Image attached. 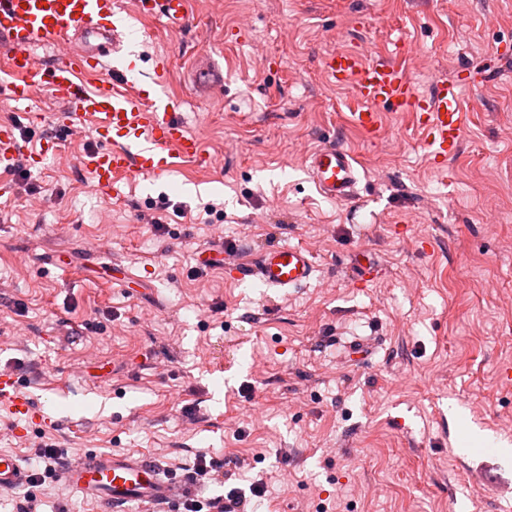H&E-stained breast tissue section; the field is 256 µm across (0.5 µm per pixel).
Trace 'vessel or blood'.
<instances>
[{"mask_svg": "<svg viewBox=\"0 0 512 512\" xmlns=\"http://www.w3.org/2000/svg\"><path fill=\"white\" fill-rule=\"evenodd\" d=\"M144 15L165 18L179 32L189 16V0H141ZM118 0H0V42L13 80L11 99L31 109L34 89L47 84L72 123L91 122L100 147L80 159L95 191L113 189L118 178L140 175L161 181L178 161L204 163L206 157L183 122L177 119L178 101L166 92L168 64L158 58L148 79L125 48V26ZM56 46L48 73H41L34 53L40 46ZM324 67L337 85L350 87L358 105L348 124L366 137H376L384 111L414 113L423 135L421 143L432 159H448L461 145L471 107L465 90L477 86L475 75L460 72L437 81L430 94L420 93L401 65L365 59L357 51L329 54ZM14 126L0 127V164L22 155ZM308 174L319 193L338 202L352 200L358 183L353 155L344 147L323 145L308 157ZM315 263L307 248L277 244L238 264L241 278L256 279L270 288L292 290L306 286ZM0 402L14 414L35 419L32 402L19 381L0 376ZM27 469L10 452L0 451V488L29 484ZM68 488L83 500L125 512L136 504L143 512L188 500L196 485L176 479L164 467L134 453L82 454L66 468Z\"/></svg>", "mask_w": 512, "mask_h": 512, "instance_id": "obj_1", "label": "vessel or blood"}]
</instances>
